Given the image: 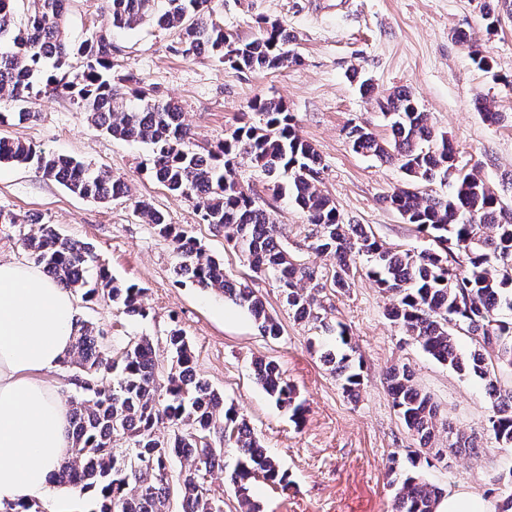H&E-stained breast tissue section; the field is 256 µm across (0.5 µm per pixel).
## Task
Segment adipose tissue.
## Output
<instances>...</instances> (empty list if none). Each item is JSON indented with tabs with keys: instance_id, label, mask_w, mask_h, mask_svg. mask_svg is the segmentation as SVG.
<instances>
[{
	"instance_id": "ef3b65f1",
	"label": "adipose tissue",
	"mask_w": 512,
	"mask_h": 512,
	"mask_svg": "<svg viewBox=\"0 0 512 512\" xmlns=\"http://www.w3.org/2000/svg\"><path fill=\"white\" fill-rule=\"evenodd\" d=\"M78 302L38 268L0 258V508L47 501L67 457L69 408L51 373L78 329Z\"/></svg>"
}]
</instances>
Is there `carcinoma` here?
<instances>
[{
    "mask_svg": "<svg viewBox=\"0 0 512 512\" xmlns=\"http://www.w3.org/2000/svg\"><path fill=\"white\" fill-rule=\"evenodd\" d=\"M19 0H0V94L21 104L18 121L36 117L23 103L42 92L73 99L90 123L115 139L142 143L151 151L149 173L173 195L196 200L202 219L234 242L255 277L273 274L294 317L321 328L350 345L347 328L327 322L317 298L323 289L316 263L292 256L283 246L282 225L237 174L247 163L270 178L269 189L287 196L312 225L308 250L336 258L333 287L348 291L359 271L391 295L387 318L433 359L455 372L487 382L491 405L489 429L496 442L512 451V386L496 372L512 370V211L498 190L473 172L457 174L446 194L421 187L457 166V151L447 135L436 131L412 93L398 89L378 101L389 134L382 138L360 124L347 131L356 153L395 163L406 182L384 197L406 223L430 237L433 247L419 253L396 250L376 240L361 225L345 222L335 203L320 189L321 158L303 140L295 119L282 102L259 97L250 110L256 123L245 122L224 141L204 152L193 148L192 131L173 99L150 96L136 84L129 89L142 105L124 104L123 87L113 83L112 41L95 35L74 46L64 25L67 0H35L27 22L17 19ZM214 0H105L112 27L134 30L148 21L179 31L178 51L195 57L205 51L234 69L277 70L295 63L293 37L277 24L264 27L248 41L233 42L212 18ZM486 28L495 29L512 0H482ZM32 166L41 175L83 198L110 202L130 197L126 182L105 168L93 169L70 156L46 152L20 138L0 137V162ZM136 210L171 240L177 254L176 274L198 287L224 295L246 309L261 335L277 339L279 323L268 314L258 290L246 280L224 273V264L209 254L186 229L141 200ZM21 242L34 265L64 287L91 302L103 296L131 318L149 315L143 289L121 285L103 268L94 286L86 270L96 261L93 247L61 236L54 225L39 224ZM365 264L357 266V261ZM465 331L474 349L460 350L456 334ZM171 367L161 373L146 336L119 341L89 323L74 336L64 365L76 369V394L67 399L72 424L69 456L55 481L88 498L92 512H170V496L181 499L182 512H218L207 476L224 469L222 445L239 449L228 476L245 512H260L249 496L250 481L261 478L282 487L288 474L224 395L196 377L194 355L179 328L165 336ZM324 363L354 396L360 373L351 355L328 350ZM255 382L298 424L304 408L280 366L265 359L252 363ZM389 392L408 432L424 453L410 457L412 470L391 481L396 487L393 512H434L441 489L420 474L439 433L438 405L417 389L405 365L390 369Z\"/></svg>",
    "mask_w": 512,
    "mask_h": 512,
    "instance_id": "carcinoma-1",
    "label": "carcinoma"
}]
</instances>
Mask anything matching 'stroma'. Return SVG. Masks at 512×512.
Segmentation results:
<instances>
[{"label": "stroma", "instance_id": "stroma-1", "mask_svg": "<svg viewBox=\"0 0 512 512\" xmlns=\"http://www.w3.org/2000/svg\"><path fill=\"white\" fill-rule=\"evenodd\" d=\"M481 0H217V19L239 40L254 37L261 22H276L297 38L296 63L276 71L234 70L210 54L186 58L177 52L175 32L146 24L133 31L112 28L103 0H70L66 31L72 42L103 34L112 41L114 79L134 77L158 96L182 106L195 145L208 149L225 133L252 119L250 101L282 100L300 136L321 157V188L344 220L360 224L376 238L403 249L430 248L428 237L384 200L404 175L398 166L352 151L346 138L355 124L379 136L388 128L376 99L411 88L436 131L446 133L458 161L493 186L512 174V16L496 31L485 28ZM463 30L493 59L489 71L473 62L470 46L453 33ZM369 80L373 95L361 94L352 73ZM499 110L490 125L477 109L479 99ZM30 108L36 119L0 127V137L19 136L44 150L104 167L123 178L131 200L100 203L72 194L34 168L0 163V211L19 219L52 224L66 237L91 243L97 254L88 281L99 269L117 282L144 290L147 319L120 314L110 301L80 305V319L108 335L147 336L163 343L172 327L191 344L198 374L223 393L242 414L265 448L288 474V487L253 480L250 495L262 512H392L394 490L389 466L407 467L418 447L392 406L386 372L404 364L415 383L430 394L439 419L472 438L478 453L454 456L451 465L424 468L425 478L444 493L467 485L481 495L501 498L503 475L512 454L500 449L488 429L490 403L482 380L444 366L386 317L389 295L365 275L336 293L321 295L333 324L347 327L354 363L361 374L360 395L347 397L320 360L334 337L296 321L273 278L253 279L241 253L201 219L196 201L174 197L145 171L147 145L113 139L91 126L67 97L43 93ZM244 183L262 190L263 205L285 226L284 246L308 259L304 214L290 201L264 192L265 179L241 166ZM148 202L170 223L189 230L204 248L224 261L227 275L253 279L267 312L282 326L279 339L262 336L245 310L223 296L178 278L171 242L158 236L133 200ZM277 361L294 385L305 415L294 423L251 374L255 358Z\"/></svg>", "mask_w": 512, "mask_h": 512}]
</instances>
